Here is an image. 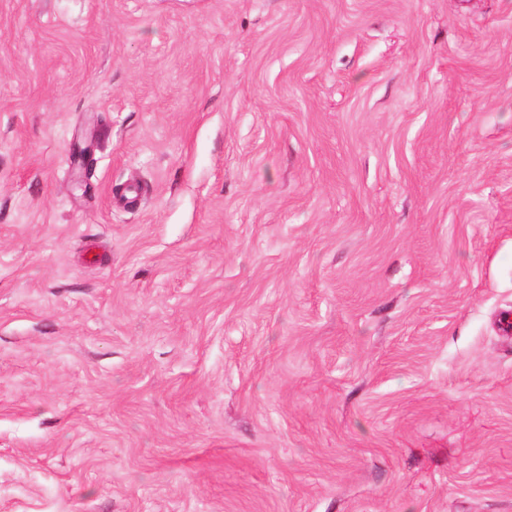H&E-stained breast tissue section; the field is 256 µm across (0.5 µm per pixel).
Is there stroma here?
Here are the masks:
<instances>
[{
  "label": "stroma",
  "instance_id": "35a3bbf8",
  "mask_svg": "<svg viewBox=\"0 0 512 512\" xmlns=\"http://www.w3.org/2000/svg\"><path fill=\"white\" fill-rule=\"evenodd\" d=\"M512 0H0V512H512Z\"/></svg>",
  "mask_w": 512,
  "mask_h": 512
}]
</instances>
